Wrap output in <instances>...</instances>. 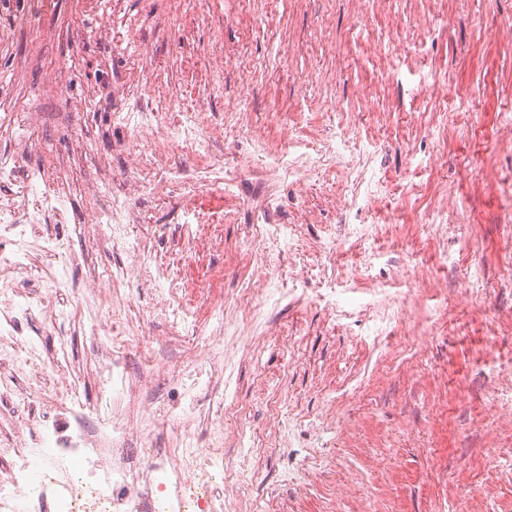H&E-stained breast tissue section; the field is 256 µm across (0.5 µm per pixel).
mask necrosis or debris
<instances>
[{
  "label": "necrosis or debris",
  "instance_id": "obj_1",
  "mask_svg": "<svg viewBox=\"0 0 512 512\" xmlns=\"http://www.w3.org/2000/svg\"><path fill=\"white\" fill-rule=\"evenodd\" d=\"M119 122L132 129L138 146L130 152L125 189L95 209L81 228L89 246L110 243L130 254L132 261L106 275H91L81 289L64 275L53 274L41 289L20 287L33 243L56 255V230L69 223L70 197L43 171L19 173V151L31 142L42 123L35 103L9 113L14 131L12 148L0 150V512H233L224 498V474L234 463L224 460V442L234 437L247 449L253 468L275 455L280 445L293 443L297 420L277 413L276 440L250 428L246 411L216 399L222 423L199 433L203 411L195 398L201 384L198 360L154 366L148 373H130L131 358L151 346L145 326L148 317L134 303L133 283L164 282L153 307L164 318L167 346L178 349L193 339L205 344L210 358L222 356L217 340L237 328L271 321L289 290L281 269L299 248L297 226L276 223L273 193L257 198L252 238L262 249L260 285L234 299L242 318L208 329L187 306L179 288L181 271L157 266L134 245L131 230L141 223L135 200L144 194L160 196L167 177L155 170V157L166 144L197 156L205 170L213 163L206 150L205 122L191 114L169 127L166 109L120 112ZM98 301L101 316L91 334L97 340L94 380L99 402L87 417L81 399L82 383L65 369L67 327L79 324L82 299ZM37 322L57 335L56 356L45 358L27 335ZM176 378L182 403L173 409L151 407L144 396L166 377ZM169 431L170 448L157 447L155 434Z\"/></svg>",
  "mask_w": 512,
  "mask_h": 512
}]
</instances>
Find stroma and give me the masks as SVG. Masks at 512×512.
<instances>
[{
	"label": "stroma",
	"instance_id": "1",
	"mask_svg": "<svg viewBox=\"0 0 512 512\" xmlns=\"http://www.w3.org/2000/svg\"><path fill=\"white\" fill-rule=\"evenodd\" d=\"M511 25L512 0H438L432 14L405 0H0V113L41 105L20 166L56 175L72 198L63 250L85 248L77 222L97 204L89 175L119 185L134 135L113 113L152 108L203 113L208 150L224 164L223 183L196 193L197 209L224 217L202 225V244L187 237L182 183L169 182L167 202L138 201L133 239L161 260L182 252L197 319L252 282L255 187L270 184L277 222L301 227L295 286L306 299L284 303L268 330L227 338L223 381L266 435L275 400L333 429L324 448L298 433L241 492L242 512H359L368 498L377 512H512V408L494 391L512 357V328L497 322L512 312V223L501 221L512 207V146L499 137L512 107V42L501 35ZM31 26L43 40L29 39ZM386 75L389 96H371ZM340 112L358 131L346 160L371 155L380 177L360 218L385 232L327 255L326 230L351 186L325 167L299 186L252 162L263 147L287 153L292 134L319 154ZM76 127L92 156L73 150ZM486 165L504 179L492 194L478 181ZM443 194L460 216L439 224ZM332 287L403 299L402 313L379 331L363 316L332 328L321 300ZM83 314L67 362L80 367L92 406L93 303ZM375 333L378 344H361ZM326 456L333 471H317ZM306 468L307 490L279 480Z\"/></svg>",
	"mask_w": 512,
	"mask_h": 512
}]
</instances>
